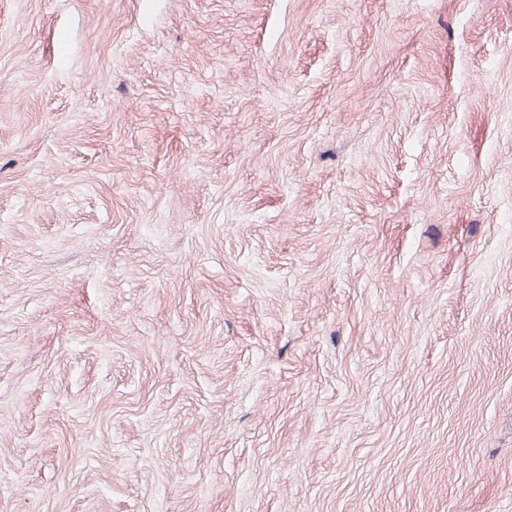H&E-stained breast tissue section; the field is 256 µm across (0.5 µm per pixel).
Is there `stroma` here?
I'll list each match as a JSON object with an SVG mask.
<instances>
[{"mask_svg": "<svg viewBox=\"0 0 512 512\" xmlns=\"http://www.w3.org/2000/svg\"><path fill=\"white\" fill-rule=\"evenodd\" d=\"M0 512H512V0H0Z\"/></svg>", "mask_w": 512, "mask_h": 512, "instance_id": "35a3bbf8", "label": "stroma"}]
</instances>
